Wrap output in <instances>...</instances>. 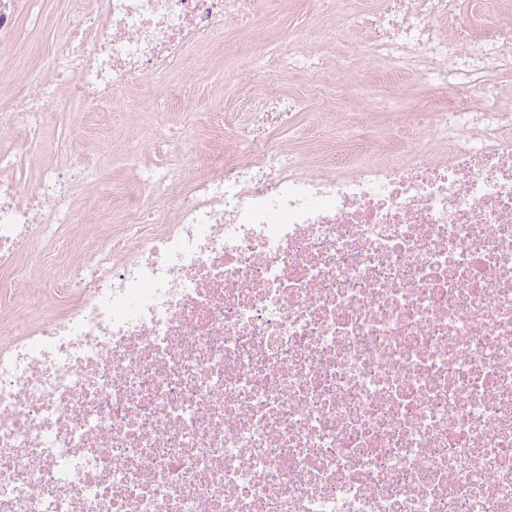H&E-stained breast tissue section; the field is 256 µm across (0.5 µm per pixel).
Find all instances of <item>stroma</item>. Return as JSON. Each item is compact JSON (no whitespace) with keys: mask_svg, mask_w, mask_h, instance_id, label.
<instances>
[{"mask_svg":"<svg viewBox=\"0 0 512 512\" xmlns=\"http://www.w3.org/2000/svg\"><path fill=\"white\" fill-rule=\"evenodd\" d=\"M92 6L93 0H38L42 24L15 48L0 49V80L19 78L20 65L43 62L65 52L63 33L74 11ZM253 9L265 26L264 33L227 25L215 37L212 51L188 48L173 65L172 77L146 81L132 91V98L142 104L140 111H129L120 96L104 105L78 109L66 98H58L46 115L54 155L80 153L95 186L74 198L70 223L42 230L45 250L67 253L77 261L91 249L107 247L103 230L119 220L118 201L123 189L141 166L155 164L160 158L157 147L142 136L156 114H166L179 129L183 144L193 151L206 153L212 144L229 151L234 142L224 124L225 115L233 112L239 121H246L264 94L271 92L294 101L295 109L287 123L272 130L269 137L287 145L301 163L307 164L321 150L343 146V113L368 110L367 101L355 86L337 82L338 63L361 73L374 89L405 99L409 105L404 112L373 113L367 129L384 132L405 125L409 109L427 94L409 77L349 57L347 42L335 35L336 27L345 21L344 8L319 17L310 0H255ZM292 38L309 43V52L303 56L290 53L288 41ZM258 64L270 65L276 73L270 89L257 87L246 77L249 67ZM0 149L26 155L21 171L26 184L33 182L54 157L44 154L38 142L10 133L0 136ZM58 275L57 268L29 260L8 277L6 287L0 288V310L23 307L42 277Z\"/></svg>","mask_w":512,"mask_h":512,"instance_id":"35a3bbf8","label":"stroma"}]
</instances>
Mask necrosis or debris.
I'll list each match as a JSON object with an SVG mask.
<instances>
[{"instance_id":"obj_1","label":"necrosis or debris","mask_w":512,"mask_h":512,"mask_svg":"<svg viewBox=\"0 0 512 512\" xmlns=\"http://www.w3.org/2000/svg\"><path fill=\"white\" fill-rule=\"evenodd\" d=\"M385 0L353 55L446 91L394 144L300 165L268 130L183 189L139 170L60 304L0 314V512H512V0ZM251 0H95L69 51L0 83L37 138L171 69ZM0 0V46L38 28ZM0 156V275L70 218L77 162L24 187ZM176 194L156 213V198ZM460 9L455 16L447 20L443 27L448 31L461 24H469L475 19L494 21L496 9L491 4H482L483 1L491 0H459Z\"/></svg>"}]
</instances>
